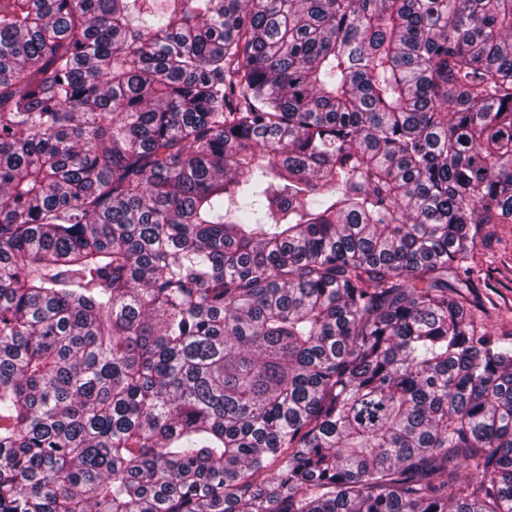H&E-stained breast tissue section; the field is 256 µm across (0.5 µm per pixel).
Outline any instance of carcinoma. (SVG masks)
Here are the masks:
<instances>
[{
    "instance_id": "cac0c4a2",
    "label": "carcinoma",
    "mask_w": 512,
    "mask_h": 512,
    "mask_svg": "<svg viewBox=\"0 0 512 512\" xmlns=\"http://www.w3.org/2000/svg\"><path fill=\"white\" fill-rule=\"evenodd\" d=\"M481 224L512 0H0V512H512Z\"/></svg>"
}]
</instances>
